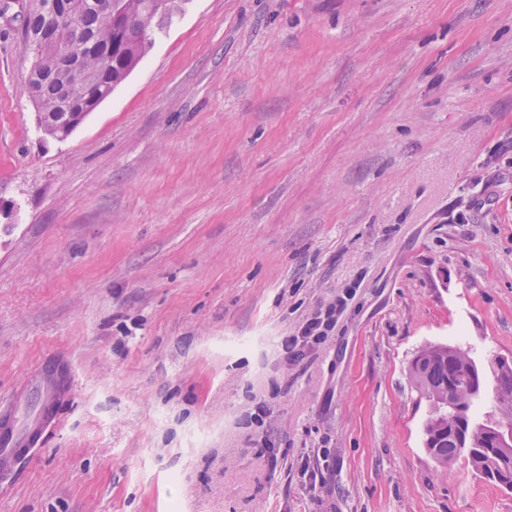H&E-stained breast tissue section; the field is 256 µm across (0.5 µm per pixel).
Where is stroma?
I'll use <instances>...</instances> for the list:
<instances>
[{"instance_id": "obj_1", "label": "stroma", "mask_w": 512, "mask_h": 512, "mask_svg": "<svg viewBox=\"0 0 512 512\" xmlns=\"http://www.w3.org/2000/svg\"><path fill=\"white\" fill-rule=\"evenodd\" d=\"M22 25L0 17V400L55 353L71 377L0 512H512L427 454L408 371L433 343L512 358V0H183L63 141ZM349 297L350 292L340 296L336 304L324 314L321 312L314 314L303 323L296 335L288 336V340L283 345L288 361L296 362L303 359L308 352L327 341L328 332L334 326V316L336 312L343 309Z\"/></svg>"}]
</instances>
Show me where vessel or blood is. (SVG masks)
<instances>
[{
    "label": "vessel or blood",
    "instance_id": "1",
    "mask_svg": "<svg viewBox=\"0 0 512 512\" xmlns=\"http://www.w3.org/2000/svg\"><path fill=\"white\" fill-rule=\"evenodd\" d=\"M27 394L37 401L35 412H24L18 400L0 405V466L28 457L52 421L47 408L55 400L56 390L36 380Z\"/></svg>",
    "mask_w": 512,
    "mask_h": 512
}]
</instances>
